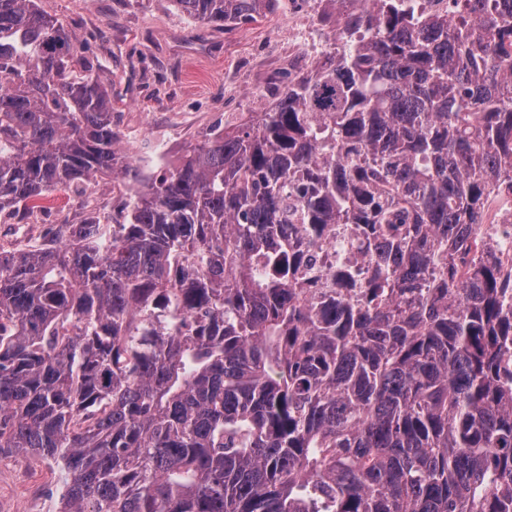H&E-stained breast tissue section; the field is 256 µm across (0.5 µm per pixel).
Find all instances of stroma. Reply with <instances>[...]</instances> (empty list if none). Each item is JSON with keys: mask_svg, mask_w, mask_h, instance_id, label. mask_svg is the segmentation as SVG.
<instances>
[{"mask_svg": "<svg viewBox=\"0 0 512 512\" xmlns=\"http://www.w3.org/2000/svg\"><path fill=\"white\" fill-rule=\"evenodd\" d=\"M288 2L224 28L193 20L174 0H37L109 73L126 151H159L172 164L231 113L270 108L274 87L312 68L288 42ZM56 472L38 458H0V512H55Z\"/></svg>", "mask_w": 512, "mask_h": 512, "instance_id": "stroma-1", "label": "stroma"}]
</instances>
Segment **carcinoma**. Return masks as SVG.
Returning a JSON list of instances; mask_svg holds the SVG:
<instances>
[{
	"label": "carcinoma",
	"mask_w": 512,
	"mask_h": 512,
	"mask_svg": "<svg viewBox=\"0 0 512 512\" xmlns=\"http://www.w3.org/2000/svg\"><path fill=\"white\" fill-rule=\"evenodd\" d=\"M327 2L336 51L146 175L99 63L0 0V212L81 215L0 246V457L58 461L57 512H512V285L472 239L512 178V0ZM45 205L50 209L45 211L49 217V224H61L64 219L72 220L75 212V207L72 206V202L68 200L67 195L64 192H54L49 199L45 202ZM351 247V243L344 237L336 236L332 231L325 237L321 258L327 271H334L338 256Z\"/></svg>",
	"instance_id": "cac0c4a2"
}]
</instances>
